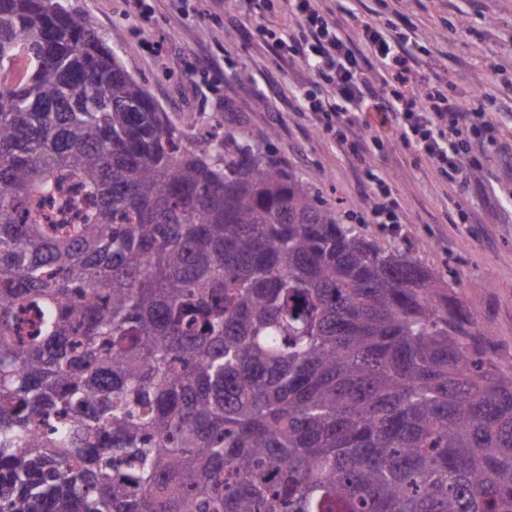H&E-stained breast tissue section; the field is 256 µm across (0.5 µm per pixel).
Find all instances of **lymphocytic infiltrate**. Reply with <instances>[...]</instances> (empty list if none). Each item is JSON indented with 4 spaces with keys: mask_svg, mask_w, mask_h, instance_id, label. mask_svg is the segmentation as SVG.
<instances>
[{
    "mask_svg": "<svg viewBox=\"0 0 512 512\" xmlns=\"http://www.w3.org/2000/svg\"><path fill=\"white\" fill-rule=\"evenodd\" d=\"M242 2L245 11L293 19L287 32L267 29L263 39L309 65L314 89L304 108L338 148L358 153L368 138L361 114L377 111L382 125L466 192L484 152V133L492 127L491 93L480 91L483 108L473 110L469 101L449 93L446 74L408 51L414 30L366 19L350 0L333 10L323 0ZM329 97L336 99V107L326 108ZM368 139L380 143L384 136L378 132Z\"/></svg>",
    "mask_w": 512,
    "mask_h": 512,
    "instance_id": "1",
    "label": "lymphocytic infiltrate"
}]
</instances>
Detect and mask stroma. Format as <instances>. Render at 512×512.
Instances as JSON below:
<instances>
[{
	"label": "stroma",
	"mask_w": 512,
	"mask_h": 512,
	"mask_svg": "<svg viewBox=\"0 0 512 512\" xmlns=\"http://www.w3.org/2000/svg\"><path fill=\"white\" fill-rule=\"evenodd\" d=\"M145 2L146 20L126 0H64L109 36L173 121L273 131L274 155L309 181L338 223L443 275L449 297L470 302L474 320L512 352V195L503 191L512 184V0H407L395 19L415 30V52L447 72L449 93L470 97L479 80L497 95V142L485 146L463 196L397 138L367 144L358 160L320 134L302 110L306 63L265 45L264 18L244 15L238 0H193L186 18L172 0ZM375 174L387 178L402 223H376L364 206Z\"/></svg>",
	"instance_id": "stroma-1"
}]
</instances>
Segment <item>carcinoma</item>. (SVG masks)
Masks as SVG:
<instances>
[{"label":"carcinoma","instance_id":"obj_1","mask_svg":"<svg viewBox=\"0 0 512 512\" xmlns=\"http://www.w3.org/2000/svg\"><path fill=\"white\" fill-rule=\"evenodd\" d=\"M265 140L0 0V512H512V356ZM65 201H70L72 205L70 207H64ZM84 206L86 207L87 205L83 204L76 190L69 188L64 191L60 200L56 201L55 204L53 203L51 206H47V210L54 214L57 209L62 208L66 218L76 220Z\"/></svg>","mask_w":512,"mask_h":512}]
</instances>
